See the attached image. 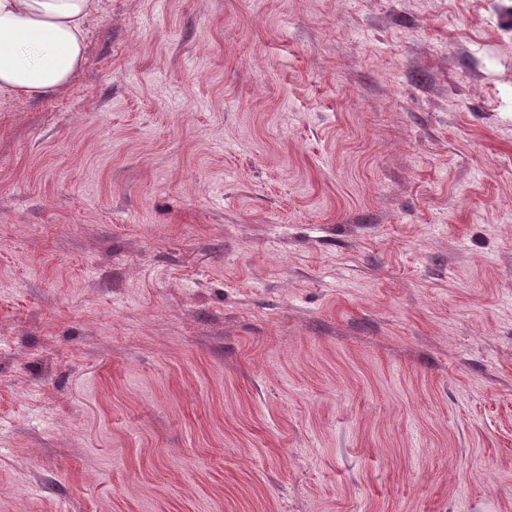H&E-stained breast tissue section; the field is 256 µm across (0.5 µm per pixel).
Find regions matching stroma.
<instances>
[{"mask_svg":"<svg viewBox=\"0 0 512 512\" xmlns=\"http://www.w3.org/2000/svg\"><path fill=\"white\" fill-rule=\"evenodd\" d=\"M0 512H512V0H99L0 102Z\"/></svg>","mask_w":512,"mask_h":512,"instance_id":"1","label":"stroma"}]
</instances>
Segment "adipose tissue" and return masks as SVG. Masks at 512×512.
<instances>
[{"instance_id":"ef3b65f1","label":"adipose tissue","mask_w":512,"mask_h":512,"mask_svg":"<svg viewBox=\"0 0 512 512\" xmlns=\"http://www.w3.org/2000/svg\"><path fill=\"white\" fill-rule=\"evenodd\" d=\"M97 0H0V98L40 99L66 88L86 58Z\"/></svg>"}]
</instances>
